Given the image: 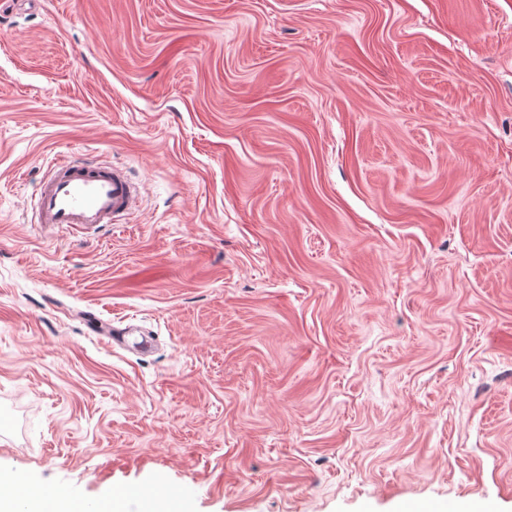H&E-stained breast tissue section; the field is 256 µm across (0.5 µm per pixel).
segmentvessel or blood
Wrapping results in <instances>:
<instances>
[{"instance_id":"b4317fda","label":"vessel or blood","mask_w":512,"mask_h":512,"mask_svg":"<svg viewBox=\"0 0 512 512\" xmlns=\"http://www.w3.org/2000/svg\"><path fill=\"white\" fill-rule=\"evenodd\" d=\"M137 202V190L123 169L71 158L49 165L36 216L51 225L109 224L128 215Z\"/></svg>"}]
</instances>
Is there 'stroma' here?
<instances>
[{
    "instance_id": "stroma-1",
    "label": "stroma",
    "mask_w": 512,
    "mask_h": 512,
    "mask_svg": "<svg viewBox=\"0 0 512 512\" xmlns=\"http://www.w3.org/2000/svg\"><path fill=\"white\" fill-rule=\"evenodd\" d=\"M63 156L138 211L36 223ZM0 473L512 512V0L0 14Z\"/></svg>"
}]
</instances>
